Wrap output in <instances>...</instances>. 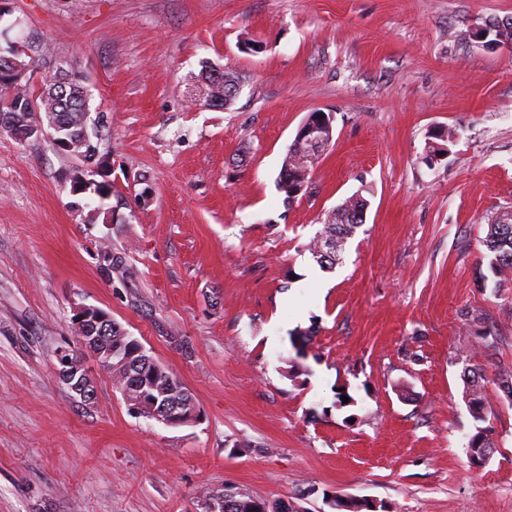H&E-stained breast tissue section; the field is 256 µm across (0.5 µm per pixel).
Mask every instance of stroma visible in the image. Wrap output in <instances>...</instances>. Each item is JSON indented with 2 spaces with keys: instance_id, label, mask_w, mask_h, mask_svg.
<instances>
[{
  "instance_id": "stroma-1",
  "label": "stroma",
  "mask_w": 512,
  "mask_h": 512,
  "mask_svg": "<svg viewBox=\"0 0 512 512\" xmlns=\"http://www.w3.org/2000/svg\"><path fill=\"white\" fill-rule=\"evenodd\" d=\"M510 17L512 0H0L33 87L62 62L85 77L115 213L88 221L80 160L0 131V512H202L223 486L306 512H512V402L489 386L475 469L463 399L465 367L512 366V280L486 277L481 244L512 210V48L458 38ZM206 63L239 72L230 109L191 103ZM315 111L334 139L288 205L276 180ZM357 192L365 222L321 270L306 245ZM83 306L199 419L132 414L90 354L97 399H75L55 354Z\"/></svg>"
}]
</instances>
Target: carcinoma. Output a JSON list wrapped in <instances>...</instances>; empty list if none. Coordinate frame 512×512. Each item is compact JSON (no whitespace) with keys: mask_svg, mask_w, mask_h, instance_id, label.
<instances>
[{"mask_svg":"<svg viewBox=\"0 0 512 512\" xmlns=\"http://www.w3.org/2000/svg\"><path fill=\"white\" fill-rule=\"evenodd\" d=\"M198 81L205 86L206 105L211 108H228L236 96L227 94L231 84H240L237 72H224V81L216 82L212 70L202 66ZM47 119L57 130L60 137L69 141L77 153L83 154L85 167L73 173L72 181L80 186L94 185L93 191L104 201L111 194V186L104 183H92L87 176L92 173L91 166L97 152L94 140L99 138V129L90 114V94L82 76L70 71L65 75L54 74L43 81L39 90L27 83L18 82L15 76L0 73V129L15 133L36 117ZM331 140H325L323 146L315 149L307 142L293 143L283 160L276 186L284 194V200L292 202L296 186L311 178L315 164L330 146ZM367 199L355 193L346 198L335 209L326 214L321 229L306 245L307 250L320 267L333 268L336 265V252L327 255L323 250L328 243L336 240L346 242L355 230L363 224ZM486 248L484 258L488 260L491 273L507 280L512 277V210L501 211L487 224L482 238ZM104 254H112L109 260L110 272L124 280L129 275L125 258L111 253L108 245H102ZM99 343L93 346L95 357L112 377V386L125 395L130 407L139 415L148 419L154 414H163L175 410L180 424L196 420L197 405L192 394L182 382L167 368L156 362L145 351H139L141 343L131 336L120 324L112 322L100 326ZM493 383L502 390L512 402V375L504 371L493 374L481 367L465 370L466 389L463 398L473 419L485 421L484 410L488 405L487 385ZM493 443L488 437L487 428L476 427V433L469 440L467 455L469 466L479 467L480 457L473 455L476 448H491ZM200 499L221 501V512H291V506L282 503L269 505L248 493L235 488H206L200 492Z\"/></svg>","mask_w":512,"mask_h":512,"instance_id":"carcinoma-1","label":"carcinoma"}]
</instances>
